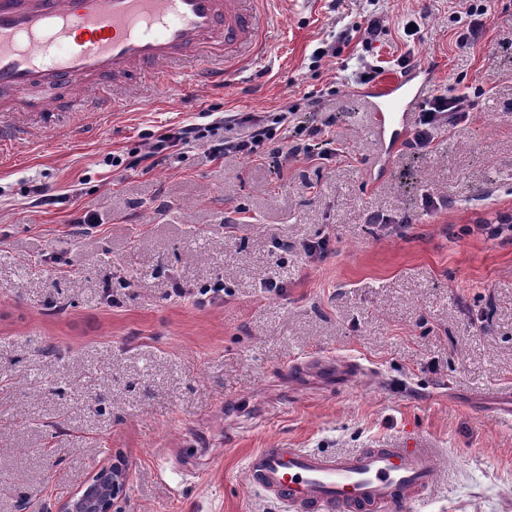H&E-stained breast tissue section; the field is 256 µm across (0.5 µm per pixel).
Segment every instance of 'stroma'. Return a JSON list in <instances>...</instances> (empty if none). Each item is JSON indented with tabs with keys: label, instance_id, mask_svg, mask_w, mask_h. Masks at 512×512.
Listing matches in <instances>:
<instances>
[{
	"label": "stroma",
	"instance_id": "1",
	"mask_svg": "<svg viewBox=\"0 0 512 512\" xmlns=\"http://www.w3.org/2000/svg\"><path fill=\"white\" fill-rule=\"evenodd\" d=\"M372 46L321 40L361 21L360 0L281 5L270 48L224 86L139 81L115 111L28 112L0 152V512H57L101 462L130 474L121 512H279L244 467L271 446L348 453L413 433L442 448L416 512H512V0L467 51L458 0H379ZM416 17L413 45L402 24ZM413 49L431 93L472 87L470 116L430 148L383 162L354 57ZM332 119L339 155L321 167L275 158L113 166L188 122L284 106ZM56 204L32 207L31 181ZM447 198L427 208L426 196ZM245 209L246 224L225 223ZM95 215L88 228L79 217ZM372 213L398 220L387 233ZM329 236L325 260L305 243ZM227 297L201 303L172 281ZM277 282L278 291L265 288ZM347 356L376 370L337 387L289 381L288 362Z\"/></svg>",
	"mask_w": 512,
	"mask_h": 512
}]
</instances>
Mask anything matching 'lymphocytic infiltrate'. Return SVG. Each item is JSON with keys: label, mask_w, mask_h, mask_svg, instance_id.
I'll return each mask as SVG.
<instances>
[{"label": "lymphocytic infiltrate", "mask_w": 512, "mask_h": 512, "mask_svg": "<svg viewBox=\"0 0 512 512\" xmlns=\"http://www.w3.org/2000/svg\"><path fill=\"white\" fill-rule=\"evenodd\" d=\"M468 99L469 95L465 92L452 96H430L414 120L412 132L405 142L406 147L417 152L428 149L434 140L435 130L466 119ZM282 126L293 128V140L277 138V130ZM192 143L207 146L210 157L215 160L228 156L248 157L267 145L272 155L281 161L300 159L316 167L337 152L336 137L330 122H320L285 108L269 120L237 113L219 122L181 126L158 136L150 144L145 157L164 161ZM142 158L133 157V164H140Z\"/></svg>", "instance_id": "1"}]
</instances>
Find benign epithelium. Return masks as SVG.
<instances>
[{
    "mask_svg": "<svg viewBox=\"0 0 512 512\" xmlns=\"http://www.w3.org/2000/svg\"><path fill=\"white\" fill-rule=\"evenodd\" d=\"M128 481L125 466L103 464L60 503L58 512H119Z\"/></svg>",
    "mask_w": 512,
    "mask_h": 512,
    "instance_id": "obj_1",
    "label": "benign epithelium"
}]
</instances>
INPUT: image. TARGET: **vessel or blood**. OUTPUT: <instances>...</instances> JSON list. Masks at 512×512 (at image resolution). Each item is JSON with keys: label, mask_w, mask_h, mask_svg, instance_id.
I'll return each instance as SVG.
<instances>
[{"label": "vessel or blood", "mask_w": 512, "mask_h": 512, "mask_svg": "<svg viewBox=\"0 0 512 512\" xmlns=\"http://www.w3.org/2000/svg\"><path fill=\"white\" fill-rule=\"evenodd\" d=\"M279 0H0V112L40 111L30 92L54 90L73 111H114L134 78L165 81L187 64L201 84L230 82L267 45ZM429 76H394L367 99L371 126L389 148L402 144ZM321 370L362 375L357 362L296 360L289 375ZM441 451L406 438L351 453L260 448L246 477L287 512H407L428 500Z\"/></svg>", "instance_id": "vessel-or-blood-1"}]
</instances>
